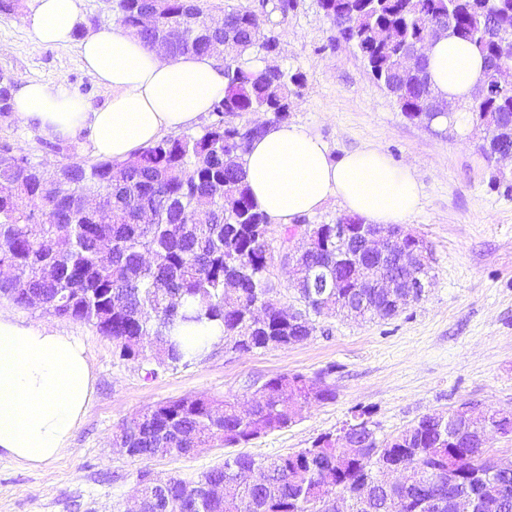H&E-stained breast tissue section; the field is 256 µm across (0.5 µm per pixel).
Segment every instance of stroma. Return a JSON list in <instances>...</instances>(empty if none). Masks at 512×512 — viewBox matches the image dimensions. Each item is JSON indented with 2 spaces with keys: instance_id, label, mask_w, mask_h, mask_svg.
Instances as JSON below:
<instances>
[{
  "instance_id": "stroma-1",
  "label": "stroma",
  "mask_w": 512,
  "mask_h": 512,
  "mask_svg": "<svg viewBox=\"0 0 512 512\" xmlns=\"http://www.w3.org/2000/svg\"><path fill=\"white\" fill-rule=\"evenodd\" d=\"M214 14L247 8L275 33L276 64L302 73L288 122L328 147L330 158L375 148L410 166L423 187L419 211L405 229L430 253L424 296L398 315L366 321L319 319L313 334L288 348L244 353L213 347L187 366L146 378L138 363L119 359L112 340L92 325L16 308L24 322L80 339L92 357L95 392L65 456L34 468L0 456V512H130L137 475L191 479L222 465L230 451L204 447L187 455L138 459L112 442L133 416L157 403L191 395L245 399L254 381L283 373H326L332 402L303 409L295 423L243 445L274 458L311 447L354 414L368 411L379 439L401 433L422 416L448 414L465 403L512 410V173L499 174L473 125L426 126L409 120L369 73L360 54L337 40L319 0H210ZM34 0L0 12V71L14 82L37 80L92 105L108 90L86 70L77 47L38 42ZM28 154L53 170L94 162L85 142H53L0 112V148Z\"/></svg>"
}]
</instances>
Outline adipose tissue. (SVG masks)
Listing matches in <instances>:
<instances>
[{
    "label": "adipose tissue",
    "instance_id": "adipose-tissue-1",
    "mask_svg": "<svg viewBox=\"0 0 512 512\" xmlns=\"http://www.w3.org/2000/svg\"><path fill=\"white\" fill-rule=\"evenodd\" d=\"M34 33L46 45H77L87 70L110 91L95 107L64 87L36 81L11 90L12 112L51 141L86 140L94 155L128 160L170 131L192 127L225 88L224 58L150 51L119 24L82 34L78 0H35ZM435 96L466 102L482 77L480 56L455 38L426 49ZM258 208L281 225L339 198L370 224H400L419 208L422 189L406 166L374 148L330 159L326 144L295 125H271L243 156ZM85 345L65 332L20 321L0 306V454L32 466L70 448L94 393Z\"/></svg>",
    "mask_w": 512,
    "mask_h": 512
}]
</instances>
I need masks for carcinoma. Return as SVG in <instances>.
I'll list each match as a JSON object with an SVG mask.
<instances>
[{
  "instance_id": "obj_1",
  "label": "carcinoma",
  "mask_w": 512,
  "mask_h": 512,
  "mask_svg": "<svg viewBox=\"0 0 512 512\" xmlns=\"http://www.w3.org/2000/svg\"><path fill=\"white\" fill-rule=\"evenodd\" d=\"M337 39L354 46L374 80L403 114L429 125L457 115L482 121L493 150L512 149V86L478 103L452 104L435 97L428 64L418 74L404 69L407 46L441 36L469 43L492 82L512 62V0H320ZM151 0H116L118 21L147 49L165 40L172 57L212 53L226 43L224 97L212 110L228 116L262 111L288 120L290 97L303 77L281 67L265 68L277 37L247 9L224 12V27L211 28L208 0H166L157 27L139 28ZM262 129L218 121L200 134L163 138L124 162H71L53 172L28 156L0 151V297L19 307L35 305L61 319L88 323L112 338L119 358L187 366L196 357L182 351L179 324L217 323L220 343L231 351L288 347L307 340L322 316L363 319L398 314L372 288L350 280L348 245L308 252L292 264V300L270 308L277 292L267 278L273 256L269 217L252 200L242 157ZM71 187L57 193L59 184ZM395 277H429V257L403 268L386 258ZM321 274L341 287L319 301L310 278ZM336 398L321 373L279 374L256 385L251 403L238 406L205 395L160 402L133 418L116 445L129 455H186L218 443L246 445L288 427L293 415ZM512 435V414L491 410L484 423L464 429L450 413L426 415L391 439L379 440L367 425L355 432L363 453L345 459L331 435L312 447L272 459L236 454L194 479L152 478L138 473L143 512H318L326 494L341 497L343 512H455L458 498L474 512H512V461L487 457L488 431ZM402 468L407 483L392 473Z\"/></svg>"
}]
</instances>
